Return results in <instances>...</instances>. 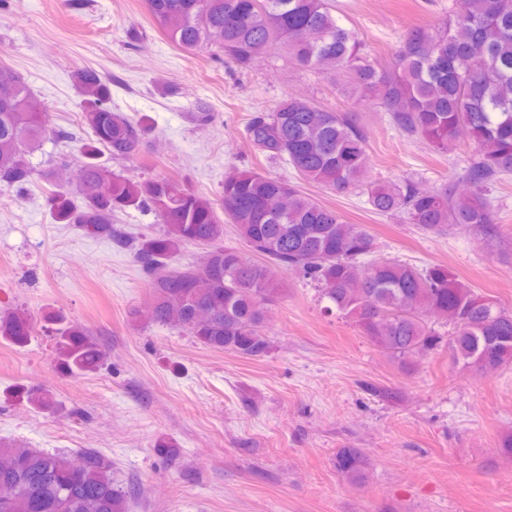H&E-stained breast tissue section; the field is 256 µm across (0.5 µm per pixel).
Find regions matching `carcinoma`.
<instances>
[{"label": "carcinoma", "instance_id": "carcinoma-1", "mask_svg": "<svg viewBox=\"0 0 512 512\" xmlns=\"http://www.w3.org/2000/svg\"><path fill=\"white\" fill-rule=\"evenodd\" d=\"M159 28L186 50L212 48L240 67L265 58L271 47L294 66L335 80L355 101H375L390 123L412 139L446 153L465 136L473 148L458 179V194L443 183L429 190L411 177L368 181V145L347 114L284 96L257 110L246 136L270 161L285 162L305 181L345 193L360 189L377 214L401 215L427 234L469 224L487 242L498 235L490 196L512 174V0H457L448 19L405 30L396 65L382 66L356 32L336 15L331 0H147ZM83 124L81 202L51 191L53 219L108 239L133 253L154 301L144 319L189 332L198 342L247 358L266 356L271 341L265 306L292 271L320 288L327 310L352 319L368 339L407 367L411 359L446 344L456 360L477 372L512 365V312L501 308L443 265L418 268L371 258L373 238L284 180L243 169L224 180L221 206L166 177L112 173L103 154L137 153L145 124L112 109L108 82L96 71L76 74ZM72 141L33 101L28 86L0 66V184H31L28 156L41 142ZM154 214L162 229L138 240L113 224L127 210ZM259 260L224 245V224ZM209 246L204 262L174 267L189 244ZM444 317V335L427 316ZM56 368L68 376L99 370L108 351L82 325L47 317ZM37 321L24 309L0 313V339L25 348ZM17 399L40 410L57 404L43 388L18 385ZM82 467L64 451L0 444V512H129L126 493L112 479V464L95 449L80 452ZM336 469L358 480L368 459L359 448H340Z\"/></svg>", "mask_w": 512, "mask_h": 512}]
</instances>
